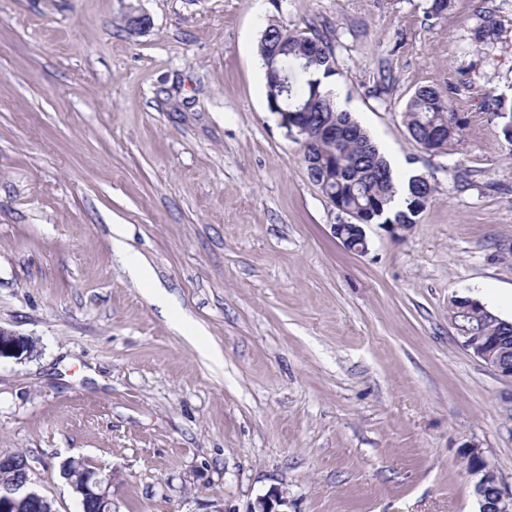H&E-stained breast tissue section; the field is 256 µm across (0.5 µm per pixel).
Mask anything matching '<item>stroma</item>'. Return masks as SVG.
<instances>
[{"mask_svg": "<svg viewBox=\"0 0 512 512\" xmlns=\"http://www.w3.org/2000/svg\"><path fill=\"white\" fill-rule=\"evenodd\" d=\"M428 6L0 0V326L37 344L0 362V455L56 512H82L71 457L112 471V512H252L276 489L287 512H478L471 445L512 488V378L448 319L474 296L512 321V0ZM485 8L501 37L480 48ZM271 19L326 36L347 112L431 178L407 232L333 237L267 106ZM427 85L463 122L437 153L403 117Z\"/></svg>", "mask_w": 512, "mask_h": 512, "instance_id": "stroma-1", "label": "stroma"}]
</instances>
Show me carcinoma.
I'll list each match as a JSON object with an SVG mask.
<instances>
[{"instance_id":"obj_1","label":"carcinoma","mask_w":512,"mask_h":512,"mask_svg":"<svg viewBox=\"0 0 512 512\" xmlns=\"http://www.w3.org/2000/svg\"><path fill=\"white\" fill-rule=\"evenodd\" d=\"M494 14L483 10L472 29V39L487 45L498 39ZM258 53L264 68L275 64L281 76L267 81V103L271 112L293 111L309 105L307 142L302 146L303 162L313 156L321 163L306 167L309 178L323 195L336 200L354 217L357 224H401L410 228L432 200L435 187L423 174L411 176L403 190V201L395 206L398 189L395 174L371 136L349 113L337 109L333 96L320 90L323 77L339 74L337 59L329 40L319 34L288 32L278 24L267 25ZM404 117L408 133L422 149L438 152L460 137L449 98L436 86L418 88L407 101ZM461 304L452 302L448 311L456 333L461 336H511L512 327L486 307L475 315L459 313ZM92 469L82 458L68 459L62 474L76 480Z\"/></svg>"}]
</instances>
